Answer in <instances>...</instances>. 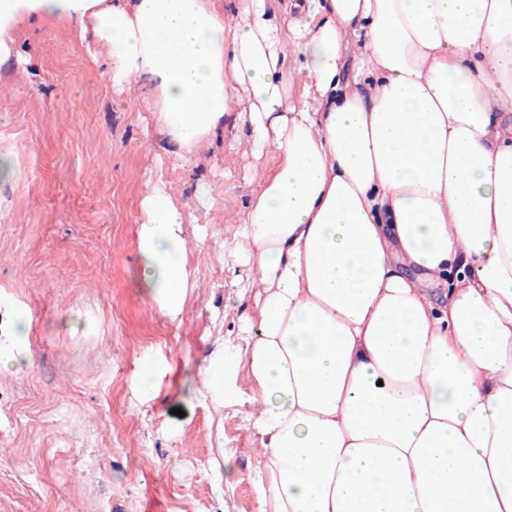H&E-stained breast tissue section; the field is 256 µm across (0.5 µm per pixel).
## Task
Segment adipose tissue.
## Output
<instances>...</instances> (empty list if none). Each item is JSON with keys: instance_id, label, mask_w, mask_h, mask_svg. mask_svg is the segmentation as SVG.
Masks as SVG:
<instances>
[{"instance_id": "adipose-tissue-1", "label": "adipose tissue", "mask_w": 512, "mask_h": 512, "mask_svg": "<svg viewBox=\"0 0 512 512\" xmlns=\"http://www.w3.org/2000/svg\"><path fill=\"white\" fill-rule=\"evenodd\" d=\"M299 9L0 0V63L24 18L68 23L186 153L247 105L277 164L224 248L249 267L246 340L205 378L251 407L256 512H512V0ZM142 212L139 282L173 319L183 211L156 187Z\"/></svg>"}]
</instances>
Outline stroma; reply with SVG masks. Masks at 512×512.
<instances>
[{"mask_svg":"<svg viewBox=\"0 0 512 512\" xmlns=\"http://www.w3.org/2000/svg\"><path fill=\"white\" fill-rule=\"evenodd\" d=\"M152 123L70 27L21 23L0 65V512H254L258 440L203 371L253 312L224 245L275 160L242 143L244 116L184 165ZM152 182L183 209L197 282L175 321L137 282Z\"/></svg>","mask_w":512,"mask_h":512,"instance_id":"35a3bbf8","label":"stroma"}]
</instances>
